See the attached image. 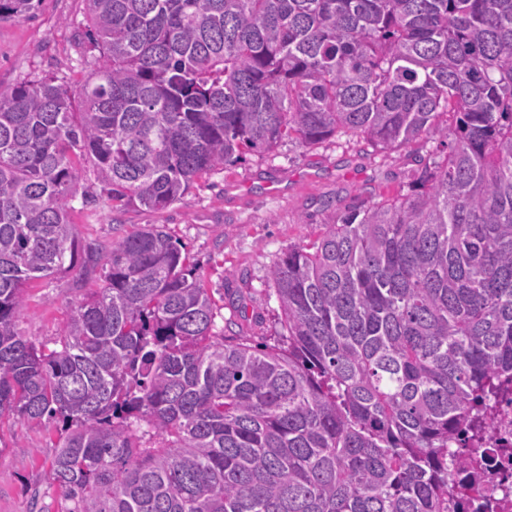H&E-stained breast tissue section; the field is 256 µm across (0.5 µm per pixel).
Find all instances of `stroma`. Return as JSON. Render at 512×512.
<instances>
[{
    "label": "stroma",
    "instance_id": "1",
    "mask_svg": "<svg viewBox=\"0 0 512 512\" xmlns=\"http://www.w3.org/2000/svg\"><path fill=\"white\" fill-rule=\"evenodd\" d=\"M86 13L85 0H40L32 18L0 22V88L48 73L72 85L88 80L92 69L74 39ZM440 157L432 141L381 151L347 134L308 147L287 140L203 176L163 211L110 210L99 199L92 165L84 162L72 219L82 241L101 244L147 224L165 225L216 305H235L223 322L225 335L270 344L281 310L268 273L288 247L316 239L362 203L407 189L424 165ZM91 286L77 269L30 282L19 332L53 344ZM55 439L53 424L45 421L0 427V512H39L32 490L49 465Z\"/></svg>",
    "mask_w": 512,
    "mask_h": 512
}]
</instances>
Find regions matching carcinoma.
Wrapping results in <instances>:
<instances>
[{"mask_svg":"<svg viewBox=\"0 0 512 512\" xmlns=\"http://www.w3.org/2000/svg\"><path fill=\"white\" fill-rule=\"evenodd\" d=\"M87 2L91 78L0 89V424L57 423L59 512H462L495 453L448 449L512 380V0ZM339 131L445 155L288 248L273 346L224 335L164 226L70 218L83 157L111 210L163 211ZM77 267L55 347L21 335L25 286Z\"/></svg>","mask_w":512,"mask_h":512,"instance_id":"cac0c4a2","label":"carcinoma"}]
</instances>
